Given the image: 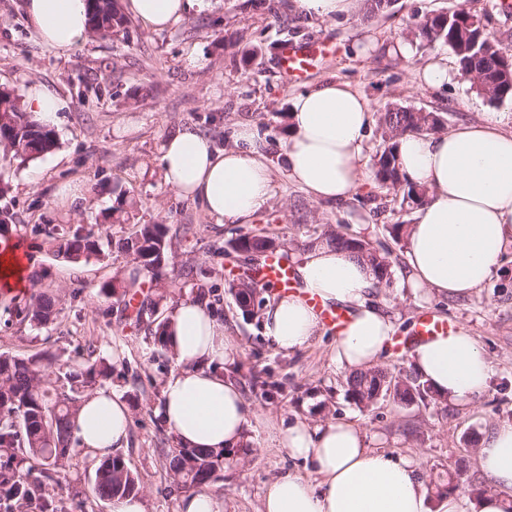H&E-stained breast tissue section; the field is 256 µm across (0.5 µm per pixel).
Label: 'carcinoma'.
Returning <instances> with one entry per match:
<instances>
[{
  "instance_id": "obj_1",
  "label": "carcinoma",
  "mask_w": 512,
  "mask_h": 512,
  "mask_svg": "<svg viewBox=\"0 0 512 512\" xmlns=\"http://www.w3.org/2000/svg\"><path fill=\"white\" fill-rule=\"evenodd\" d=\"M91 31L103 36H117L125 31L128 18L121 12L118 0H86ZM418 36L428 43H441L455 53L460 71L478 88V93L491 101L512 99V54L500 46V40L487 32L480 21L466 9L425 17L417 24ZM379 126L385 143L373 163L375 181L392 188H403L404 199L421 206L428 190L409 182L398 159V138L405 132L429 133L444 126L443 117L404 106L389 107L380 115ZM55 146L53 130L34 122L14 94L0 93V154L11 160H34ZM42 232L55 256L78 263L100 256L102 241L126 255L137 269L147 272L150 282L162 279L163 263L172 246L170 228L165 224H135L132 231L115 239L106 230L95 231L82 225H54ZM321 242L353 254L369 265L377 284H391L389 254L369 242L340 231L325 232ZM276 230L266 227L240 234L227 242L225 254L235 253L258 262L278 253L289 260L288 251L278 250ZM146 282L138 276L128 280H112L102 285L110 296H137L135 319L141 320L153 310L156 301L144 293ZM263 288L250 279H242L230 287L236 306L244 315H254L264 303ZM55 301L45 293L33 292L23 304L14 307L20 321L45 324L54 315ZM112 367L88 360L56 365L49 357H18L0 353V509L3 512H85L78 494H72L73 508L59 507L63 479L73 459L74 417L79 394L95 388L99 379L109 376ZM63 379L69 391L53 388L52 379ZM346 397L361 411H370L384 397L401 405L438 400L432 388L417 376L402 375L388 368H372L349 374L345 379ZM252 445L245 441L238 448L200 450L175 446L163 456L162 468L172 482L187 490L207 487L220 478V472L245 461ZM95 491L99 498L137 496L143 486L139 476L120 454L99 461L94 473ZM467 482L464 470L457 466L448 472V482L437 493L455 491Z\"/></svg>"
}]
</instances>
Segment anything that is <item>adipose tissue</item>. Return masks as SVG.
<instances>
[{"label":"adipose tissue","mask_w":512,"mask_h":512,"mask_svg":"<svg viewBox=\"0 0 512 512\" xmlns=\"http://www.w3.org/2000/svg\"><path fill=\"white\" fill-rule=\"evenodd\" d=\"M206 0H127L126 10L160 29ZM25 15L46 45L70 52L89 36L85 0H24ZM369 103L348 84L327 81L297 94L290 112L287 177L313 200H343L365 177ZM254 131L240 125L231 147H216L183 128L161 144L164 182L200 204L217 221L244 223L275 193L264 157L252 146ZM407 178L428 187L426 203L408 230L406 280L435 294L466 296L481 288L512 244V130L500 116H484L448 131L399 140ZM31 259L13 244L0 246V286L24 290ZM301 290L275 295L265 314V332L275 347L293 353L323 330L306 300L346 309L349 320L331 346L332 363L347 371L379 365L397 332L393 316L373 299L369 267L348 253L319 245L297 266ZM165 342L175 369L162 390V414L177 443L186 448H235L246 440L248 406L241 389L224 376L233 343L224 322L189 298L174 303ZM414 372L436 394L469 403L488 388L491 360L469 328L415 342L408 354ZM131 414L119 394L98 390L79 404L74 420L82 445L106 456L127 442ZM279 443L311 464L319 483L288 473L274 478L260 512H430L428 491L412 457L375 447L356 424L329 420L297 422L279 431ZM482 474L495 490L479 512H506L512 505V423L490 431L476 450Z\"/></svg>","instance_id":"obj_1"}]
</instances>
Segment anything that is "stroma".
<instances>
[{
	"mask_svg": "<svg viewBox=\"0 0 512 512\" xmlns=\"http://www.w3.org/2000/svg\"><path fill=\"white\" fill-rule=\"evenodd\" d=\"M23 0H0V87L24 95L38 82L66 103L55 128L57 147L42 157L12 162L5 181V203L14 221L26 225L27 247L36 268L45 272L39 291L55 297L56 314L48 324L18 322L11 297L0 292V353L52 354L58 363L86 359L111 365L104 389L118 390L132 417L121 453L138 473L146 512H180L184 490L164 473L159 451L172 447V432L161 413L162 387L174 368L154 332L175 300L197 295L224 320L236 353L229 369L249 405L246 430L254 452L244 466L225 470L211 484L224 512H259L264 490L279 475L314 478L311 465L278 447L280 424L344 420L378 436L384 450L415 458L427 487L462 464L476 487L493 483L476 465L481 440L496 425L512 423V248L491 279L465 297H414L402 270L407 238H394L390 225L412 226L418 209L402 189L378 185L373 176L344 201H316L284 171L290 134L291 102L299 92L325 80L348 83L374 112L390 104L439 113L446 127L496 112L512 120V101L492 102L452 72L448 84L421 89V67L442 56L444 44L417 36L424 17L463 8L487 32L503 36L512 53V9L501 0H393L384 13L368 19L362 7L333 21L298 13L292 0H209L206 10H189L171 27L157 31L130 19L125 36L90 35L79 50L63 54L42 43L30 26ZM319 42L325 52L309 72L285 83L278 52L287 42ZM409 43L410 55L390 53L395 42ZM196 53L205 69L185 67ZM254 131L253 147L273 169L275 195L244 224L218 223L198 203L163 182L160 145L170 133L190 127L216 146L233 145L240 123ZM81 182L85 200L65 206L54 193L65 182ZM188 224V237L175 240L163 268L160 298L152 314L135 320L122 302L102 290L113 278L134 274L132 261L119 253L71 263L54 257L37 225L101 224L113 236L136 224ZM342 227L392 260L390 287L375 299L394 315L398 336L407 337L419 316L432 314L468 327L490 358L494 374L476 401L443 400L426 407L398 406L379 400L359 411L345 396L346 371L330 360L334 331L286 355L265 334L263 315L243 316L229 292L232 274L245 268L243 256L224 255L228 240L265 226L279 229L300 261L310 247L306 226ZM260 384L250 387L251 377ZM95 456L77 447L67 481L79 491L88 512H112L110 501L94 491Z\"/></svg>",
	"mask_w": 512,
	"mask_h": 512,
	"instance_id": "35a3bbf8",
	"label": "stroma"
}]
</instances>
